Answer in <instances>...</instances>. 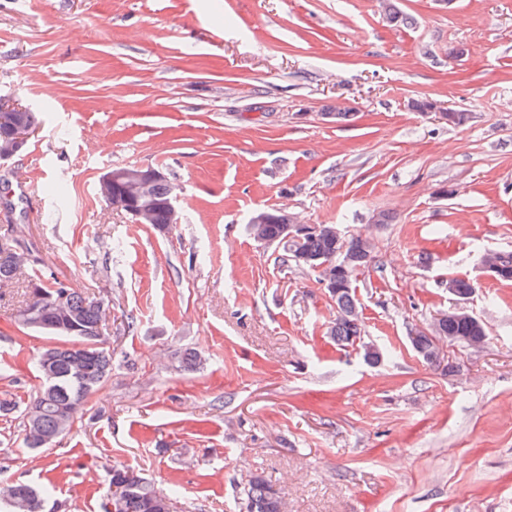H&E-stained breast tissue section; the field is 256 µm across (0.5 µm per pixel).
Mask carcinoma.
Masks as SVG:
<instances>
[{
	"mask_svg": "<svg viewBox=\"0 0 512 512\" xmlns=\"http://www.w3.org/2000/svg\"><path fill=\"white\" fill-rule=\"evenodd\" d=\"M172 189L171 181L162 179L149 189L154 200L149 218L144 223L160 229L170 226V214L164 206ZM109 206L126 210L132 207L123 191L116 185L112 192L98 190ZM267 224L249 225L255 239L280 244L289 235L293 218L281 210L271 211ZM368 240L336 237V226L321 225V230L303 239L301 249L312 257H320L329 266L319 271L320 280L336 274L341 254L349 255L352 265L360 264ZM18 242L0 245V287L21 283L27 296L26 306L20 311L21 324L67 339L64 345L47 348L38 360L42 384L22 410L24 441L31 450L43 449V438L55 439L69 431L84 408L89 395L112 373V351L101 336V325L106 317L108 303H95V298L58 281L26 271L27 258L20 252ZM357 274H351L340 286L335 298L336 319L330 336L342 346H363L362 321L355 296ZM475 335L472 326L463 319L446 317L434 327L433 335H422L418 349L422 359L431 362L435 340L444 337L466 339ZM112 512H173L170 494L156 488L126 467L110 470ZM246 512H282V500L266 480L257 475L244 489ZM0 506L6 512H41V500L35 489L23 483L0 487Z\"/></svg>",
	"mask_w": 512,
	"mask_h": 512,
	"instance_id": "carcinoma-1",
	"label": "carcinoma"
}]
</instances>
